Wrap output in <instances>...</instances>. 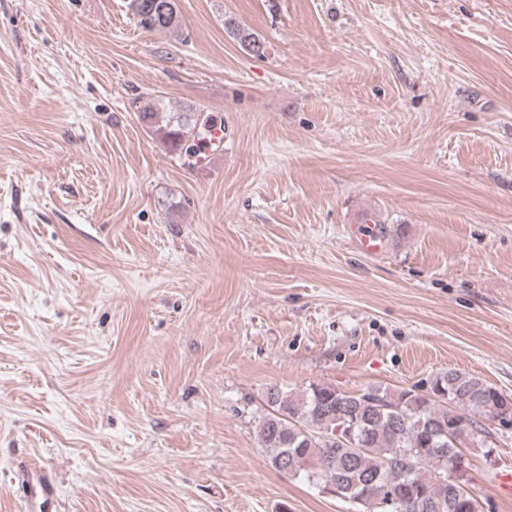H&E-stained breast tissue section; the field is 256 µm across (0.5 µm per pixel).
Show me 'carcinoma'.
Listing matches in <instances>:
<instances>
[{"label":"carcinoma","instance_id":"obj_1","mask_svg":"<svg viewBox=\"0 0 512 512\" xmlns=\"http://www.w3.org/2000/svg\"><path fill=\"white\" fill-rule=\"evenodd\" d=\"M128 9L148 31L179 27L178 0H128ZM224 31L243 50L264 55L263 38L231 14L224 16ZM197 113L190 105L168 113L157 129L168 152L181 156ZM431 392L370 385L350 393L325 383L298 392L272 387L258 440L275 469L281 472L286 465L289 476L322 490L333 477L337 497L359 512H462L450 510L448 464L462 448L448 437V416L467 437L482 431L481 420L491 419L501 391L478 376L450 369L433 379ZM341 418L356 424L362 446L330 442ZM405 455L414 462L408 470L397 465Z\"/></svg>","mask_w":512,"mask_h":512}]
</instances>
